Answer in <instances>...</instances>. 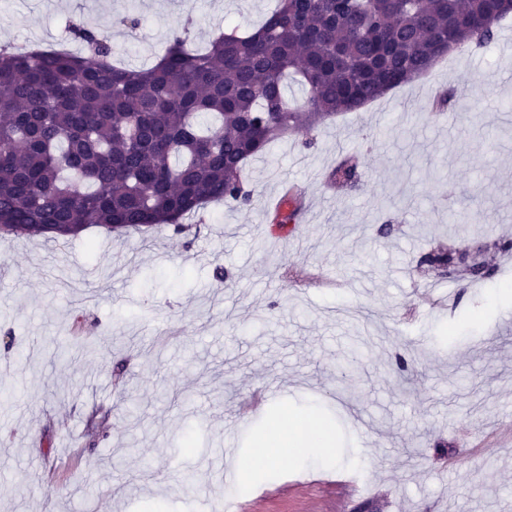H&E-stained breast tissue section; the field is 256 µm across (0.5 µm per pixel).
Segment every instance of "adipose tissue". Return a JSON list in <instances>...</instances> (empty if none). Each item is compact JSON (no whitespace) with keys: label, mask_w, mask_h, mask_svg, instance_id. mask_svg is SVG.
I'll return each mask as SVG.
<instances>
[{"label":"adipose tissue","mask_w":512,"mask_h":512,"mask_svg":"<svg viewBox=\"0 0 512 512\" xmlns=\"http://www.w3.org/2000/svg\"><path fill=\"white\" fill-rule=\"evenodd\" d=\"M331 435V428L314 417L299 418L286 414L276 423L269 436L253 449L250 468L257 471L268 466L279 448L295 453L312 451L322 456L329 455Z\"/></svg>","instance_id":"1"}]
</instances>
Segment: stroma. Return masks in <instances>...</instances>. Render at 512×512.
<instances>
[{
  "instance_id": "obj_1",
  "label": "stroma",
  "mask_w": 512,
  "mask_h": 512,
  "mask_svg": "<svg viewBox=\"0 0 512 512\" xmlns=\"http://www.w3.org/2000/svg\"><path fill=\"white\" fill-rule=\"evenodd\" d=\"M274 0H12L0 47L104 31L129 67L174 31L202 47L257 26ZM356 112L250 160L252 205H212L192 230L68 242L0 237V512H512V302L496 273L459 290L419 272L452 221L512 235V16ZM454 102L429 116L440 91ZM359 183L329 181L346 156ZM303 201L297 238L268 214ZM395 225L392 237L373 227ZM459 300L436 312L429 287ZM81 319L88 345L67 340ZM408 363L398 371L397 357ZM110 409L92 437L93 407ZM335 433L328 458L282 453L235 487L284 411ZM196 492L180 489L183 471Z\"/></svg>"
}]
</instances>
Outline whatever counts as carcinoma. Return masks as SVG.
Wrapping results in <instances>:
<instances>
[{
    "instance_id": "1",
    "label": "carcinoma",
    "mask_w": 512,
    "mask_h": 512,
    "mask_svg": "<svg viewBox=\"0 0 512 512\" xmlns=\"http://www.w3.org/2000/svg\"><path fill=\"white\" fill-rule=\"evenodd\" d=\"M497 0H278L262 26L217 36L202 51L187 31L144 69L112 64L104 32L71 25L82 50L0 49V235L63 242L95 224L109 231L190 229L212 202L248 206V160L304 128L356 112L427 74L457 47L487 45L507 14ZM304 88L288 97L285 80ZM358 164L331 181L354 186ZM276 210L272 232L296 223ZM416 267L482 283L495 268L436 245Z\"/></svg>"
}]
</instances>
